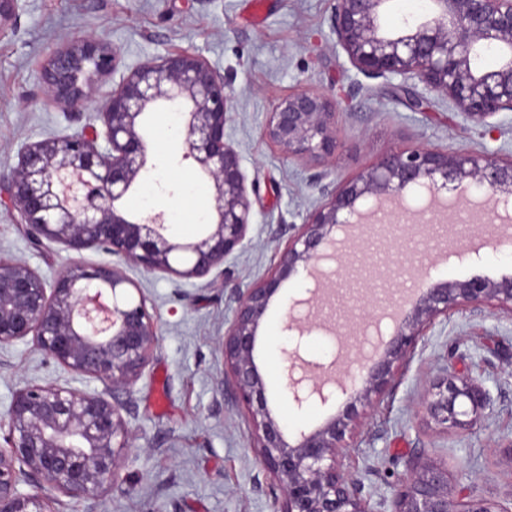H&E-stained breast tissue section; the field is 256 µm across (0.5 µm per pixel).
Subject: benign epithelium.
Returning <instances> with one entry per match:
<instances>
[{"label":"benign epithelium","instance_id":"1","mask_svg":"<svg viewBox=\"0 0 512 512\" xmlns=\"http://www.w3.org/2000/svg\"><path fill=\"white\" fill-rule=\"evenodd\" d=\"M21 0H0V31ZM389 0H335L331 32L351 65L369 78L398 79L412 105L444 97L466 121L512 112V0H429L425 19L397 33L382 29ZM494 53L491 65L479 62ZM117 68V53L95 36L53 50L43 70L47 92L71 109L86 106L96 78ZM171 112L190 107L184 121L183 159L208 176L214 192L210 222L195 239L172 240L164 213L132 220L117 203L148 171L141 133L156 102ZM234 109L224 76L183 51L147 62L122 76L99 101L102 129L49 137L23 146L17 164L0 174L17 223L39 247L55 242L80 253L99 246L148 272L185 280L204 278L248 246L250 205L241 159L227 141ZM266 136L290 159L325 162L336 154V112L331 99L301 91L273 105ZM475 187L512 203V156L437 149H402L383 155L355 177L323 189V201L288 238L275 271L237 293L233 319L219 344L238 405L248 413L254 450L280 491L275 512H372L364 483L345 473L347 439L389 388L419 336L441 316L463 307L497 306L512 313V277L468 278L423 284L399 307V320L382 354L347 371L343 409L314 429L295 428L270 407L257 364L258 329L282 281L325 257L338 224L350 223L368 196L414 186ZM30 341L55 363L106 385L90 393L54 385L18 389L5 417L7 447L0 448V512H59V496L97 500L113 485L131 434L120 413L127 391L150 361L158 328L138 285L122 267L74 263L52 285L27 263L0 257V345ZM289 366L286 389L295 408L312 397H336L314 381L303 384ZM490 403L476 380L446 364L423 399V416L445 430H465ZM41 492L22 493L20 482ZM391 512H512V498L452 493L448 469L421 456L394 489Z\"/></svg>","mask_w":512,"mask_h":512}]
</instances>
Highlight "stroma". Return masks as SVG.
<instances>
[{"label":"stroma","mask_w":512,"mask_h":512,"mask_svg":"<svg viewBox=\"0 0 512 512\" xmlns=\"http://www.w3.org/2000/svg\"><path fill=\"white\" fill-rule=\"evenodd\" d=\"M250 3L23 0L0 31V172L16 163L24 145L99 123L94 105L77 112L47 94L41 70L56 47L87 35L112 45L118 66L97 80L101 97L145 62L188 50L232 89L236 108L226 132L241 157L252 215L247 249L204 278L186 281L125 264L159 330L148 366L120 396L132 447L105 497H65L59 512H273L278 489L256 459L247 412L217 387L224 371L218 342L232 320L235 293L274 271L294 226L319 205L322 184L347 179L403 148L512 155V112L493 117L486 131L466 122L447 99L433 96L409 106L396 80L369 78L352 67L331 33L333 0H263L258 22L250 18ZM302 90L338 102L342 145L322 165L288 158L264 134L273 105ZM143 134L149 171L122 207L133 215L167 211L176 240H190L201 229L200 218L213 210L208 178L182 160V128L163 103L152 105ZM171 186L179 188L177 197L167 195ZM14 215L7 194H0V255L25 261L46 281L75 261L94 266L113 260L97 247L76 254L52 242L33 246ZM459 230L481 244L479 261H435V247L403 223L395 234L392 269L404 268L410 258L429 281L512 275V246L495 252L482 244L490 225L465 222ZM309 286L302 272L281 283L260 324L258 363L272 406L290 414L293 425L312 429L332 409L313 402L293 412L283 360L289 300ZM449 363L477 378L492 398L484 416L460 432L426 423L420 412L424 395ZM28 384L104 388L46 359L32 343L1 346L0 419L14 392ZM417 455L447 465L456 492L512 495L511 312L456 311L427 328L392 389L363 420L342 468L363 481L373 512H390L393 487Z\"/></svg>","instance_id":"obj_1"}]
</instances>
